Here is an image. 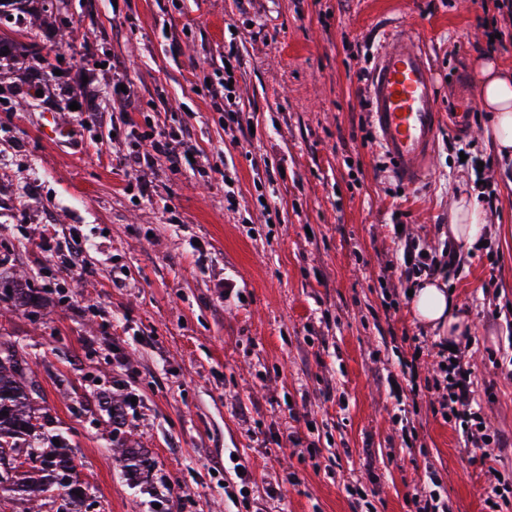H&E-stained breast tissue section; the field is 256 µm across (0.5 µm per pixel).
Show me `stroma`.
<instances>
[{
	"label": "stroma",
	"mask_w": 512,
	"mask_h": 512,
	"mask_svg": "<svg viewBox=\"0 0 512 512\" xmlns=\"http://www.w3.org/2000/svg\"><path fill=\"white\" fill-rule=\"evenodd\" d=\"M0 23V287L33 302L0 312L40 386L38 406L68 435L96 512H415L413 493L437 481L452 512H482L486 477L424 387L405 447L389 395L418 333L395 260L393 212L440 245L451 204L486 164L496 201L488 270L471 249L454 284L469 329L458 341L489 430L512 438V366L504 321L512 306V160L486 139L470 70L492 30L508 32L492 0H5ZM414 30L441 112H468L469 130L441 129L420 181L403 186L375 144L365 86L368 54ZM235 43L240 122L214 111L204 82L224 77ZM85 60L91 127L57 81L29 80L39 54ZM125 69V92L112 91ZM183 129L178 153L197 170L161 165L138 186L123 165L154 134ZM232 187H225V177ZM81 237L75 265L39 248ZM495 287H487L488 278ZM116 394L112 424L85 399ZM318 451L287 439L305 430ZM146 449L148 482L130 479L117 441ZM249 469L240 478L236 463ZM360 481L365 504L351 497Z\"/></svg>",
	"instance_id": "1"
}]
</instances>
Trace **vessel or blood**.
Listing matches in <instances>:
<instances>
[{
	"instance_id": "1",
	"label": "vessel or blood",
	"mask_w": 512,
	"mask_h": 512,
	"mask_svg": "<svg viewBox=\"0 0 512 512\" xmlns=\"http://www.w3.org/2000/svg\"><path fill=\"white\" fill-rule=\"evenodd\" d=\"M368 109L381 149L396 177L414 185L431 156L441 122L460 130L470 115L441 117L436 86L412 31L391 35L373 62L367 82Z\"/></svg>"
}]
</instances>
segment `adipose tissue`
<instances>
[{
  "label": "adipose tissue",
  "instance_id": "1",
  "mask_svg": "<svg viewBox=\"0 0 512 512\" xmlns=\"http://www.w3.org/2000/svg\"><path fill=\"white\" fill-rule=\"evenodd\" d=\"M475 84L480 108L491 115L487 132L499 155L512 156V67L492 55L475 57ZM486 213L476 198L462 195L451 209V231L457 241L475 244L484 233ZM413 316L440 336L455 338L466 331V324L456 313L450 292L437 281H427L415 288L410 299Z\"/></svg>",
  "mask_w": 512,
  "mask_h": 512
}]
</instances>
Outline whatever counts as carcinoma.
Listing matches in <instances>:
<instances>
[{
  "instance_id": "obj_1",
  "label": "carcinoma",
  "mask_w": 512,
  "mask_h": 512,
  "mask_svg": "<svg viewBox=\"0 0 512 512\" xmlns=\"http://www.w3.org/2000/svg\"><path fill=\"white\" fill-rule=\"evenodd\" d=\"M25 373L26 361L15 347L0 343V499L19 496L27 504L24 512L53 508L55 500L47 495L48 486L53 484L55 468L63 463L70 470V482L60 490L73 505L70 512H81L79 504L90 496V489L80 479L79 464L66 447L41 446L40 429L51 420L39 413L34 401L37 390L26 381ZM20 452L40 465L7 473L3 461ZM117 453L132 476L151 472L152 458L139 449L119 448Z\"/></svg>"
}]
</instances>
